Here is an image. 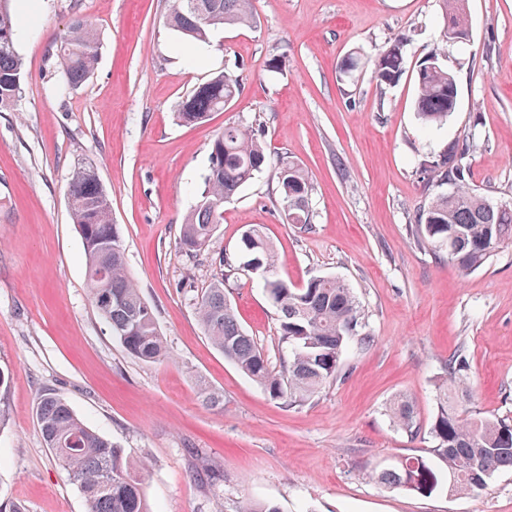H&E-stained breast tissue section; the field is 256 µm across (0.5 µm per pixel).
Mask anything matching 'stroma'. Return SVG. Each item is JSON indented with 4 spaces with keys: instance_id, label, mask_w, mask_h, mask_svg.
Here are the masks:
<instances>
[{
    "instance_id": "obj_1",
    "label": "stroma",
    "mask_w": 512,
    "mask_h": 512,
    "mask_svg": "<svg viewBox=\"0 0 512 512\" xmlns=\"http://www.w3.org/2000/svg\"><path fill=\"white\" fill-rule=\"evenodd\" d=\"M12 0L25 61L20 97L0 111V512H87L46 447L36 419L43 394L64 399L92 429L147 467L152 512H512V469L485 492L419 495L387 488L366 468L427 455L435 384L463 355L473 410L512 415V243L464 273L418 243L410 226L449 185L419 161L450 140L474 143L470 182L512 202V0H466L469 38L444 63L458 83L447 123L414 110L419 63L442 44L441 0H252L250 27L217 28L185 43L169 29L172 0ZM100 40L93 76L67 89L56 49L76 18ZM402 37L405 72L377 85L341 76L358 50L371 58ZM240 94L203 122L177 104L220 72ZM259 129L271 159L298 162L313 183L309 230L289 224L273 168L224 205L208 249L180 245L203 189L211 144L225 126ZM93 164L112 202L126 259L164 338L168 360L129 355L86 288L83 243L68 181ZM263 226L295 286L333 275L353 288L371 342L350 345L344 375L311 400L271 399L204 335L194 299L223 281L239 322L279 367L278 312L238 258L243 232ZM413 399V437L390 406Z\"/></svg>"
}]
</instances>
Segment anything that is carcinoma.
<instances>
[{"mask_svg": "<svg viewBox=\"0 0 512 512\" xmlns=\"http://www.w3.org/2000/svg\"><path fill=\"white\" fill-rule=\"evenodd\" d=\"M9 0H0V109L20 95L26 78ZM444 44L416 70L415 108L427 126L448 120L457 106V80L440 62L448 46L468 37L465 0H442ZM253 22L251 0H173L168 25L188 42L205 41L211 30ZM404 40L389 41L370 60L374 79L385 85L398 82L404 71ZM99 39L92 21L78 18L69 26L57 51L65 83L78 88L91 75L98 59ZM236 77L222 72L194 87L178 103V118L197 123L224 109L239 92ZM467 139L448 143V149L418 164L433 180L452 185V191L432 198L418 213L411 233L436 257L448 255L463 273L475 271L506 242H512V205L504 208L471 187ZM268 164V154L255 129L228 125L211 146L204 189L184 218L181 245L194 255L207 249L217 225L224 222V204L252 176ZM278 190L288 223L308 227L312 218V185L296 162L275 164ZM73 223L84 246L86 286L92 306L112 329V336L132 357L158 362L166 357L163 336L152 309L142 297L128 269L120 228L112 221V203L96 169L75 167L68 183ZM242 265L266 269L263 288L279 317V336L285 344L280 369L270 367L254 337L240 324L224 293V282L211 285L194 302L205 335L245 376L274 400L287 406L303 403L337 380L341 356L353 341L369 343L362 306L345 280L336 276L310 279L296 288L279 277L280 258L265 233L251 227L241 237ZM462 355L448 360L445 379L436 394L437 411L429 427L435 447L432 459L405 456L369 477L393 489L419 494L436 491L479 494L493 474L512 468V416H484L467 408L470 390ZM398 428L417 435L421 427L413 402L400 396L393 402ZM46 444L83 493L88 512H150L145 496L146 469L127 472L123 450L89 428L61 398L41 396L36 409Z\"/></svg>", "mask_w": 512, "mask_h": 512, "instance_id": "carcinoma-1", "label": "carcinoma"}]
</instances>
